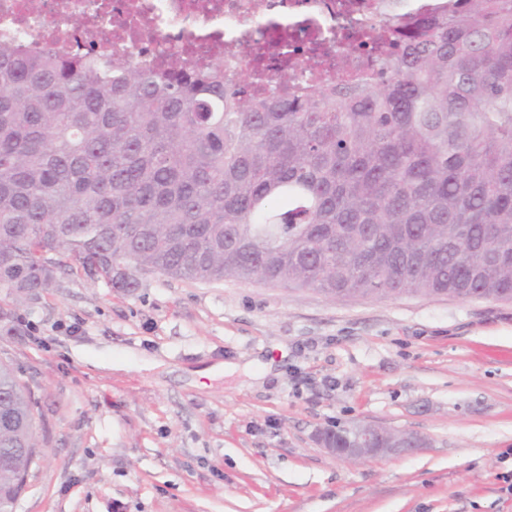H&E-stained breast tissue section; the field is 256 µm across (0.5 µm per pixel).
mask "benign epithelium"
<instances>
[{
  "label": "benign epithelium",
  "mask_w": 512,
  "mask_h": 512,
  "mask_svg": "<svg viewBox=\"0 0 512 512\" xmlns=\"http://www.w3.org/2000/svg\"><path fill=\"white\" fill-rule=\"evenodd\" d=\"M319 444L342 461H360L379 457L403 456L426 445L421 435L403 437V432L385 427L352 423L328 425L316 433Z\"/></svg>",
  "instance_id": "1"
}]
</instances>
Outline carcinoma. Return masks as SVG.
Returning a JSON list of instances; mask_svg holds the SVG:
<instances>
[{
	"label": "carcinoma",
	"instance_id": "obj_1",
	"mask_svg": "<svg viewBox=\"0 0 512 512\" xmlns=\"http://www.w3.org/2000/svg\"><path fill=\"white\" fill-rule=\"evenodd\" d=\"M341 77L254 96L224 69L157 73L87 48L0 47V289L22 303L61 260L331 298L512 301V0H449ZM36 401L0 364V512L40 456Z\"/></svg>",
	"mask_w": 512,
	"mask_h": 512
}]
</instances>
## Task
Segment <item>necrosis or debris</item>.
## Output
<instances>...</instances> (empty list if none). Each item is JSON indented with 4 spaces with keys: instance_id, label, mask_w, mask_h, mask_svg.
Returning <instances> with one entry per match:
<instances>
[{
    "instance_id": "1",
    "label": "necrosis or debris",
    "mask_w": 512,
    "mask_h": 512,
    "mask_svg": "<svg viewBox=\"0 0 512 512\" xmlns=\"http://www.w3.org/2000/svg\"><path fill=\"white\" fill-rule=\"evenodd\" d=\"M423 6L444 13L448 0H40L36 9L31 0H0V45L64 52L77 30L101 53L147 69L219 58L228 84L242 81L246 54L257 50L269 63L260 84L269 92L285 77L279 62L290 49L306 56L293 73L303 85L369 71L370 58L349 52L348 34L396 25Z\"/></svg>"
}]
</instances>
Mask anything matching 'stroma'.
Segmentation results:
<instances>
[{"label": "stroma", "mask_w": 512, "mask_h": 512, "mask_svg": "<svg viewBox=\"0 0 512 512\" xmlns=\"http://www.w3.org/2000/svg\"><path fill=\"white\" fill-rule=\"evenodd\" d=\"M1 311L34 325L0 326L39 417L13 512H512V302L62 270ZM353 421L428 444L345 463L316 442Z\"/></svg>", "instance_id": "35a3bbf8"}]
</instances>
